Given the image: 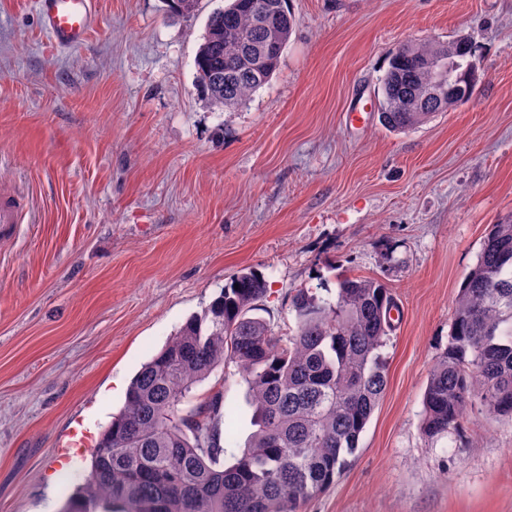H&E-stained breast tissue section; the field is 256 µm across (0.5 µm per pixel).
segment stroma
Segmentation results:
<instances>
[{"label":"stroma","instance_id":"stroma-1","mask_svg":"<svg viewBox=\"0 0 512 512\" xmlns=\"http://www.w3.org/2000/svg\"><path fill=\"white\" fill-rule=\"evenodd\" d=\"M227 3L94 0L87 42L64 49L35 0H0V189L28 205L0 237V512H62L90 458L74 432L97 438L142 365L245 268L278 334L295 290L344 276L383 281L400 310L356 455L301 512H512V419L475 408L459 431H421L459 289L512 215V0H290L270 82L221 109L194 59ZM460 33L478 46L476 96L386 130L391 53ZM195 393L222 396L237 453L241 376L215 370Z\"/></svg>","mask_w":512,"mask_h":512}]
</instances>
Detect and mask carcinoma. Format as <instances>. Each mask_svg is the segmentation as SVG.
<instances>
[{"instance_id": "carcinoma-1", "label": "carcinoma", "mask_w": 512, "mask_h": 512, "mask_svg": "<svg viewBox=\"0 0 512 512\" xmlns=\"http://www.w3.org/2000/svg\"><path fill=\"white\" fill-rule=\"evenodd\" d=\"M295 26L287 0H230L207 19L194 65L218 107L243 105L274 74ZM472 40L407 41L382 80L380 123L406 132L470 101L480 68L456 70L457 92L430 94L423 64L456 55L477 60ZM261 273L243 269L133 377L123 408L90 453L63 512H299L341 476L387 386L382 353L398 306L386 285L343 277L336 299L299 289L295 328L272 332L256 314ZM234 364L247 385V445L225 462L222 397L193 405L192 388ZM512 419V216L490 226L462 283L448 346L423 394L422 432L462 426L468 408Z\"/></svg>"}]
</instances>
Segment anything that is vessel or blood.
Returning a JSON list of instances; mask_svg holds the SVG:
<instances>
[{"label":"vessel or blood","instance_id":"obj_1","mask_svg":"<svg viewBox=\"0 0 512 512\" xmlns=\"http://www.w3.org/2000/svg\"><path fill=\"white\" fill-rule=\"evenodd\" d=\"M36 8L52 42L63 48L82 45L95 25L92 0H36ZM22 218L20 199L0 193V234Z\"/></svg>","mask_w":512,"mask_h":512}]
</instances>
